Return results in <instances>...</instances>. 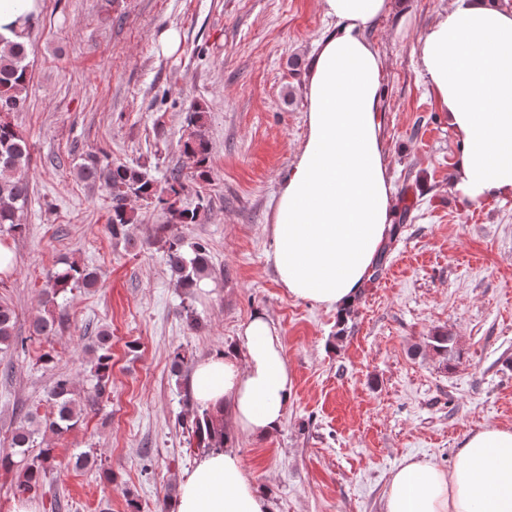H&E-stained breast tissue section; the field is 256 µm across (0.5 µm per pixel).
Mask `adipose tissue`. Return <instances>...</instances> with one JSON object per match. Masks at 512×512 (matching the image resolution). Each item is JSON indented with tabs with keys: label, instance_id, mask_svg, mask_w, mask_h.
<instances>
[{
	"label": "adipose tissue",
	"instance_id": "1",
	"mask_svg": "<svg viewBox=\"0 0 512 512\" xmlns=\"http://www.w3.org/2000/svg\"><path fill=\"white\" fill-rule=\"evenodd\" d=\"M394 0H318L335 28L317 42L307 82V133L272 212L269 258L290 296L344 311L359 297L395 217L382 130L385 65L369 25ZM43 0H0V39H25ZM419 71L460 144L461 201L512 196V0H449L417 43ZM238 340L190 375L197 405L223 411L228 438L280 429L293 378L273 322L258 312ZM172 512H270L234 448L203 454L177 478ZM382 512H512V430L471 433L443 470L414 459L392 472Z\"/></svg>",
	"mask_w": 512,
	"mask_h": 512
}]
</instances>
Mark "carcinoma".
I'll use <instances>...</instances> for the list:
<instances>
[{"mask_svg": "<svg viewBox=\"0 0 512 512\" xmlns=\"http://www.w3.org/2000/svg\"><path fill=\"white\" fill-rule=\"evenodd\" d=\"M30 80L28 52L23 42L0 43V232L20 235L26 230L22 215L30 197L29 146L18 128L9 120L13 112H21L27 104ZM188 134L182 144V153L192 161V177L205 181L210 176V146L206 138V112L194 109L188 117ZM77 176L88 183L99 185L112 197V212L108 231L112 238L128 236L129 226L135 223L132 201L158 205L169 215L167 223L157 228L166 262L181 288H193L210 271L209 252L201 242H187L183 235L172 230L174 226L199 224L206 206L198 203L184 207L180 196L185 190L182 172L170 174L168 187L158 189L154 180L138 167L103 161L90 153L77 169ZM98 283L97 273L77 262H66L48 275L45 284L46 315L31 323V335L49 336L56 328L53 307L57 298L74 288H93ZM17 315L6 301L0 302V353L18 349L24 341L15 336ZM427 346L443 359L453 354L454 338L446 331H436L428 337ZM112 332L100 329L86 347L89 354L87 372L92 392L81 402L75 399L76 383L69 376L58 375L48 392L53 410L43 416L33 411L25 413V420L12 431L11 448L14 452L0 457V469L15 473L14 491L19 495H35L44 490L49 471L57 465L55 449L40 448L31 454L36 435L60 436L77 427L87 410L92 409L106 394L112 377ZM188 432L198 448H222L227 437L224 413H215L198 407L189 413Z\"/></svg>", "mask_w": 512, "mask_h": 512, "instance_id": "obj_1", "label": "carcinoma"}]
</instances>
